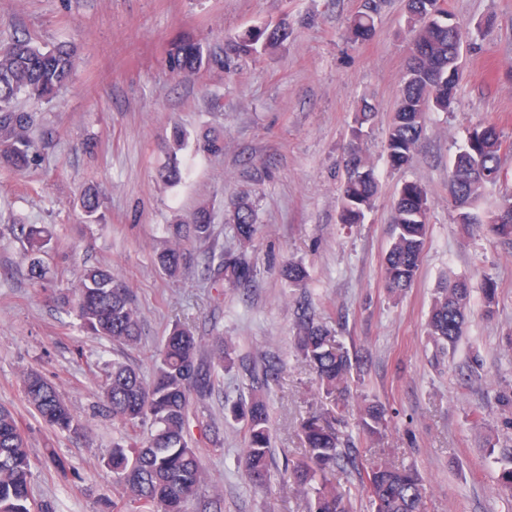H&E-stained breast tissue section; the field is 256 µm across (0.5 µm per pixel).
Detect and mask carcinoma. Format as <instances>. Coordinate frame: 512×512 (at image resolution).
<instances>
[{
    "mask_svg": "<svg viewBox=\"0 0 512 512\" xmlns=\"http://www.w3.org/2000/svg\"><path fill=\"white\" fill-rule=\"evenodd\" d=\"M382 0H362L351 20V39L363 41L374 29ZM413 47L400 78L395 112L388 126L384 151L389 165H408L424 135L425 117L430 111H448L461 83V46L469 36L462 23L450 28L453 18L437 0H407ZM290 35L288 22L257 26L224 41L218 53L204 54L191 40L175 43L169 50L171 69L178 74H196L204 68H231L241 58L270 53ZM75 62L74 49L66 44L42 49L30 38L17 36L0 46V162L22 172L37 159L35 142L29 135L35 116L19 112L15 102L24 95L50 100L69 81ZM375 117L374 107L363 102L351 127L352 147L345 160L346 177L342 186L341 223L358 224L374 204L379 178L376 169L362 154L358 143L364 128ZM502 138L496 126L478 125L456 154L449 180L455 222L463 225L478 221L475 209L481 200L484 174L501 175ZM197 149L210 154L224 151V139L205 134ZM186 168L172 155L160 172L168 183L182 180ZM82 208L90 218L100 216L101 200L95 193L82 197ZM428 198L415 182L402 186L393 207V235L384 259L386 287L399 294L414 282L420 266L428 232ZM490 232L512 244V196L498 201L489 224ZM231 229L239 252L220 254L209 264L207 274L234 288H247L256 277L247 252L258 233L253 205L240 196L233 202ZM27 252L42 251L51 235L44 226L20 225ZM170 240L156 255L158 266L171 278L187 265L185 243L212 240L211 216L206 209L196 212L190 224L169 228ZM282 275L290 288H303L309 274L301 262L289 261ZM55 298L71 307L80 327L94 335L127 347L137 346L142 337V321L132 290L111 270L89 266L83 269L70 288L55 290ZM470 302V288L457 280L440 289L434 297L427 322V335L435 342L453 348L463 335ZM294 347L315 374L321 398L328 405L306 416L300 430L304 444L302 456L285 468L289 481L308 498L309 512H353L349 492L336 482V472L350 471L367 492L373 512H424L422 477L413 466L389 460L377 461L360 455L350 438L342 437L345 420L336 408L345 405L351 384L359 378L358 359L337 340L326 324L316 318L310 299L303 298L296 309ZM236 367L233 349L224 337H215L209 352L202 351L201 340L192 328L178 320L170 328L158 350L150 380L128 363H112L100 385V397L112 418L135 429L151 424L142 441L116 442L112 448V470L117 483L135 512H183L184 503L196 500L197 512H211L214 501L200 494L205 483L202 446L223 445V429L214 422L201 427L200 439L189 432L192 413L212 395L221 372ZM278 355L269 353L260 373H251L249 399L224 402V417L241 422L247 432L243 467L251 484L262 488L270 479L272 460L270 417L266 395L282 373ZM28 406L52 429L73 435L84 433L56 388L36 370L20 377ZM391 420L385 409L364 401L358 414V427L365 439L381 445L388 436ZM31 460L27 440L17 414L0 405V512H30Z\"/></svg>",
    "mask_w": 512,
    "mask_h": 512,
    "instance_id": "carcinoma-1",
    "label": "carcinoma"
}]
</instances>
